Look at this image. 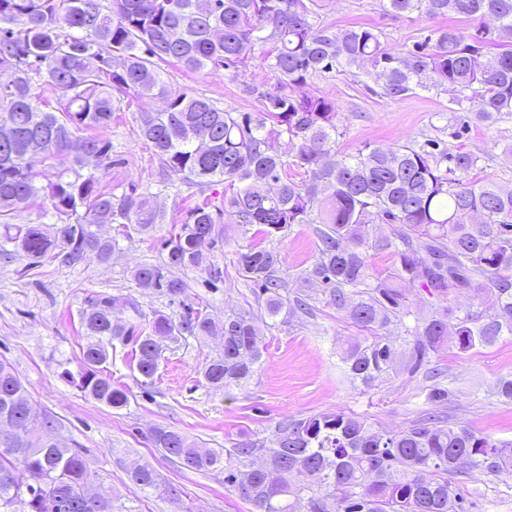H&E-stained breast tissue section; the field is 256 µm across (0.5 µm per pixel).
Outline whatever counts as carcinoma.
Returning <instances> with one entry per match:
<instances>
[{
	"label": "carcinoma",
	"mask_w": 512,
	"mask_h": 512,
	"mask_svg": "<svg viewBox=\"0 0 512 512\" xmlns=\"http://www.w3.org/2000/svg\"><path fill=\"white\" fill-rule=\"evenodd\" d=\"M385 2L395 16L456 15L477 27L468 36L433 29L416 50L393 56L373 27L316 24L328 0H112L107 9L101 0H0V127L11 130L0 137V257L61 268L106 263L118 241L101 236V225L116 224L118 234L131 239L163 223L164 211L152 205L151 194L117 196L102 186L111 146L91 131L121 109L115 92L164 101L159 109L142 110L138 125L167 174L162 189L173 177L199 187L224 184V193L190 209L164 239L160 263L134 273L141 294L179 301L181 319L160 310L147 317L133 302L136 319L118 323L112 297L89 299L80 322L94 341L82 352L78 374L61 372L65 381L121 408L127 393L103 370L113 341L136 344L135 369L150 380L161 342L176 343L186 334L223 339L224 351L202 370L210 387L225 389L253 374L262 356L260 318L234 313L217 323L188 302L186 283L174 276L176 270L217 274L199 241L218 242L226 215L268 237L294 224L322 225L307 279L369 332L342 356L364 387L399 363L413 373L445 350L468 352L512 334V188L490 178L471 180L479 157L450 152L434 140L338 155L336 105L316 95H288L338 66L381 79L387 96L422 87L459 106L466 101L464 114L453 108L449 117L462 128L512 114V0ZM258 42L271 44L261 61L277 86L259 93L257 112H229L202 95L172 94L161 78L160 64L171 60L188 71L224 69L236 76ZM36 88L60 89L66 98L53 106ZM283 135L287 147L274 149L272 141ZM295 167L304 172L300 181L288 176ZM39 199L53 223H13L22 206ZM371 224L391 225L390 234L369 240ZM369 248L390 252L393 272H371ZM237 263L264 295L267 317L288 308L279 252L249 245L237 253ZM408 286L447 305L417 319L399 344L386 327L410 315ZM461 292L473 293L475 306L448 304ZM30 408L25 386L0 362V425L18 429L15 451L0 453V512H113L110 500L88 505L83 457L63 439L34 435L25 425ZM151 442L187 470L224 471V483L255 512H300L305 498L309 512H468L448 474L463 464L490 474L512 469V441L450 426L435 414L392 432L343 412L291 419L279 425L268 448L239 443L201 452L167 427L156 428ZM129 475L142 490L161 487L148 462L134 463Z\"/></svg>",
	"instance_id": "obj_1"
}]
</instances>
